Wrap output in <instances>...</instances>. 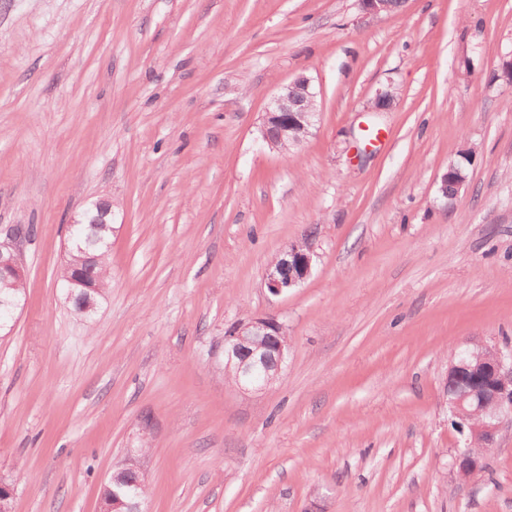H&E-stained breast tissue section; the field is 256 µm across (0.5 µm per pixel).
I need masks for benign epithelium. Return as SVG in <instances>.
Instances as JSON below:
<instances>
[{
  "label": "benign epithelium",
  "mask_w": 512,
  "mask_h": 512,
  "mask_svg": "<svg viewBox=\"0 0 512 512\" xmlns=\"http://www.w3.org/2000/svg\"><path fill=\"white\" fill-rule=\"evenodd\" d=\"M318 117L317 93L311 80L299 76L279 86L262 118L261 133L267 145L284 151L301 143ZM19 239L10 234L0 241V282L25 278ZM314 252L308 245L293 244L268 267L265 286L274 296L294 288L311 273ZM67 299L83 289L89 293L83 312L95 309L90 281L68 267L64 274ZM288 361V338L283 325L270 317L240 322L224 335V368L236 373L235 387L243 393H260L280 378ZM451 388L448 409L468 431L466 445L455 457V468L470 477L484 467L485 451L495 445L504 421L512 422V352L471 341L448 365ZM99 512H141L119 496L100 499Z\"/></svg>",
  "instance_id": "1"
}]
</instances>
